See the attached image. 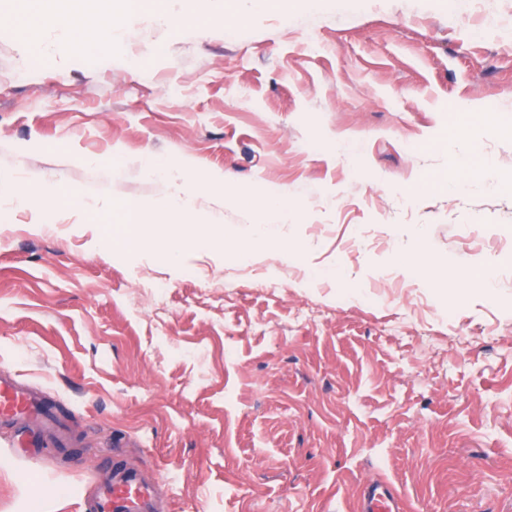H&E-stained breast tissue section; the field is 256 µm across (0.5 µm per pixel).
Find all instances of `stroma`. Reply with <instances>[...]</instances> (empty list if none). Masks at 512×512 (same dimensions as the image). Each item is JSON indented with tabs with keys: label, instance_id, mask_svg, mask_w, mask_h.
I'll list each match as a JSON object with an SVG mask.
<instances>
[{
	"label": "stroma",
	"instance_id": "35a3bbf8",
	"mask_svg": "<svg viewBox=\"0 0 512 512\" xmlns=\"http://www.w3.org/2000/svg\"><path fill=\"white\" fill-rule=\"evenodd\" d=\"M225 6L129 16L103 69L0 27V374L67 434L0 429V512H84L116 455L167 512H357L380 475L512 512V0ZM181 169L227 198L172 212ZM33 182L80 200L12 202ZM257 192L294 204L261 236ZM114 199L157 233L118 247ZM190 3L192 5L191 12H185L184 14L178 17H170L163 10H161V14L159 16L175 28H178L182 24L188 22L202 20L203 18L207 21L220 20L224 23V12L220 14H216L213 12H202L196 7L197 2L192 1Z\"/></svg>",
	"mask_w": 512,
	"mask_h": 512
}]
</instances>
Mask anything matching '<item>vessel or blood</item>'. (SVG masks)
<instances>
[{
  "instance_id": "b4317fda",
  "label": "vessel or blood",
  "mask_w": 512,
  "mask_h": 512,
  "mask_svg": "<svg viewBox=\"0 0 512 512\" xmlns=\"http://www.w3.org/2000/svg\"><path fill=\"white\" fill-rule=\"evenodd\" d=\"M37 401L12 378L0 376V424L36 416ZM159 486H147L138 470L119 466L110 482L92 492L88 512H164ZM406 504L388 479L379 477L366 485L358 499V512H405Z\"/></svg>"
}]
</instances>
